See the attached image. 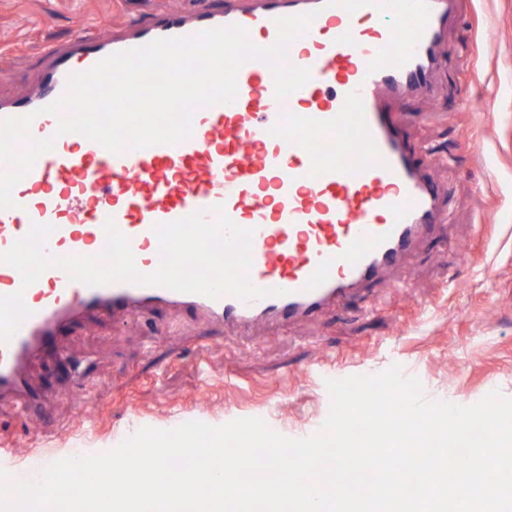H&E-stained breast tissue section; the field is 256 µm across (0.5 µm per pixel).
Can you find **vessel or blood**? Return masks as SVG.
I'll use <instances>...</instances> for the list:
<instances>
[{
  "mask_svg": "<svg viewBox=\"0 0 512 512\" xmlns=\"http://www.w3.org/2000/svg\"><path fill=\"white\" fill-rule=\"evenodd\" d=\"M454 0H218L190 14L148 20L101 39L76 33L49 46L35 89L0 98V119L32 115V137L53 139L14 187L13 208L0 210V253L32 224L52 225L46 256H95L114 221L137 268L160 261L154 228L194 212L225 213L253 230L251 284L265 297L209 298L121 282L90 287L48 268L23 286L0 263V295L22 293L30 311L17 334L0 342V396L39 401L26 368L56 328L93 311L135 313L161 303L189 307L240 331L258 321L312 318L343 303L396 264L446 214L437 186L421 173L391 103L435 93L433 74ZM314 13L289 48L311 78L277 100L269 67L244 64L234 101L196 110L190 138L117 155L83 135H57L44 108L66 92L67 79L112 54L154 40L243 27L261 47L275 43L278 18Z\"/></svg>",
  "mask_w": 512,
  "mask_h": 512,
  "instance_id": "1",
  "label": "vessel or blood"
}]
</instances>
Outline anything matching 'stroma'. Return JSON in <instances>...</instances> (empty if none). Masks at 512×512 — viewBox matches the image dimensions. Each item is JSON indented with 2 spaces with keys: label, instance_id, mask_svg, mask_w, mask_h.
I'll list each match as a JSON object with an SVG mask.
<instances>
[{
  "label": "stroma",
  "instance_id": "obj_1",
  "mask_svg": "<svg viewBox=\"0 0 512 512\" xmlns=\"http://www.w3.org/2000/svg\"><path fill=\"white\" fill-rule=\"evenodd\" d=\"M203 0H0V96L27 95L47 46L89 26L107 36ZM437 97L395 106L446 224L317 317L248 335L205 312L158 305L90 314L27 366L40 400L0 398V470L34 478L44 454L109 451L143 427L263 419L315 434L327 380L400 366L428 399L512 397V0H456Z\"/></svg>",
  "mask_w": 512,
  "mask_h": 512
}]
</instances>
